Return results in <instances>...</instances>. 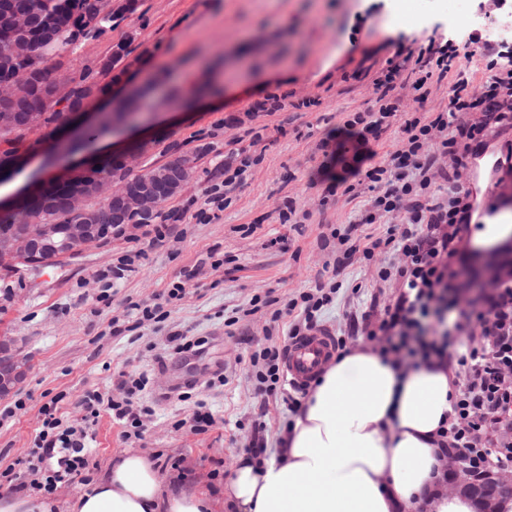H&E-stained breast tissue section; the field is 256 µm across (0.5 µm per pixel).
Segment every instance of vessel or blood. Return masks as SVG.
Here are the masks:
<instances>
[{"instance_id":"b4317fda","label":"vessel or blood","mask_w":512,"mask_h":512,"mask_svg":"<svg viewBox=\"0 0 512 512\" xmlns=\"http://www.w3.org/2000/svg\"><path fill=\"white\" fill-rule=\"evenodd\" d=\"M336 343L328 332L312 330L288 340L283 354V369L289 386L307 383L334 355Z\"/></svg>"}]
</instances>
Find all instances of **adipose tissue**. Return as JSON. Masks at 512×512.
Returning <instances> with one entry per match:
<instances>
[{
    "label": "adipose tissue",
    "instance_id": "1",
    "mask_svg": "<svg viewBox=\"0 0 512 512\" xmlns=\"http://www.w3.org/2000/svg\"><path fill=\"white\" fill-rule=\"evenodd\" d=\"M445 365L408 372L365 347L328 365L280 453L239 456L217 501L123 452L67 501L0 493V512H476L449 493L439 431L452 410Z\"/></svg>",
    "mask_w": 512,
    "mask_h": 512
}]
</instances>
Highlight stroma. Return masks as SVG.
<instances>
[{
  "label": "stroma",
  "mask_w": 512,
  "mask_h": 512,
  "mask_svg": "<svg viewBox=\"0 0 512 512\" xmlns=\"http://www.w3.org/2000/svg\"><path fill=\"white\" fill-rule=\"evenodd\" d=\"M461 3L462 15L451 17L439 0H415L407 14L400 0H142L112 30L62 53L76 78L97 72L124 46L132 66L115 94L136 90L134 121L120 132L80 122L65 133L51 126L27 133L18 150L28 166L64 178L77 162L93 168L143 141L147 166L202 144L211 151L164 208L181 221L123 278L112 271L130 259L129 240L35 270L23 263L0 269V336L13 337L28 359L23 382L0 397V472L26 476L43 404L59 398L65 424H80L87 392L112 391L121 370L149 378L144 401L154 415L145 437L123 439L122 426L101 414L91 427L88 471L59 487L57 499L88 489L131 450L148 456L164 479L220 500L237 456L253 445L255 423L265 424L266 446L276 451L294 419L290 388L259 396L248 355L258 343L287 339L296 318H276L278 306L318 284H337L318 328L347 348L373 350L376 342L356 328L397 294L395 282L377 278L379 267L398 261L390 247L369 260L355 255L333 275L331 232L357 219L369 192L359 185L324 197L312 183L323 159L318 144L376 97L371 78L353 76L364 59L381 62L451 39L466 47L462 64L480 87L488 32L464 18L480 12V0ZM269 97L278 111H254ZM485 143L501 163L502 183L466 174L463 185L476 211L512 208V171L503 164L512 127L491 128ZM240 145L252 163L225 184L224 157ZM175 333L203 339L202 352L174 355L168 338ZM199 400L217 420L205 433L191 422Z\"/></svg>",
  "instance_id": "35a3bbf8"
}]
</instances>
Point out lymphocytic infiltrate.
I'll use <instances>...</instances> for the list:
<instances>
[{"label": "lymphocytic infiltrate", "mask_w": 512, "mask_h": 512, "mask_svg": "<svg viewBox=\"0 0 512 512\" xmlns=\"http://www.w3.org/2000/svg\"><path fill=\"white\" fill-rule=\"evenodd\" d=\"M490 62L481 90H472L457 62L459 49L450 42L429 41L417 55L396 54L376 73L379 97L344 125L343 141L334 155L342 172L326 186L335 195L347 178L363 177L370 193L359 221L336 229L341 245L337 266L350 263L355 253L371 257L379 245L392 246L401 262L377 271L380 281L395 280L399 292L377 322L365 323L367 338H382L380 355L407 371L434 361L448 364L463 381L455 389L448 425L440 435L446 450L462 453L469 465L484 470L492 464L512 465V440L501 432L512 425V270H501L487 292L469 308L459 310L453 324L445 313L459 293L463 261L460 232L470 217V195L460 183L471 155L482 152L485 131L512 123V50L498 42L484 45ZM449 82L445 111L428 119L400 116L405 95L424 101L434 84ZM482 112L481 121L462 120L465 112ZM400 119V136L393 151L377 159L374 145ZM364 224L387 227L384 242L356 248ZM479 331L480 339L465 354L452 346L459 336ZM145 378L119 376L117 395L93 392L82 402L89 418L110 412L121 422L124 438H142L151 411L137 397ZM41 429L27 459V470L44 474V481L18 482L16 491L33 489L54 494L89 465L88 431L63 426L56 403L44 404Z\"/></svg>", "instance_id": "f902f5d3"}]
</instances>
